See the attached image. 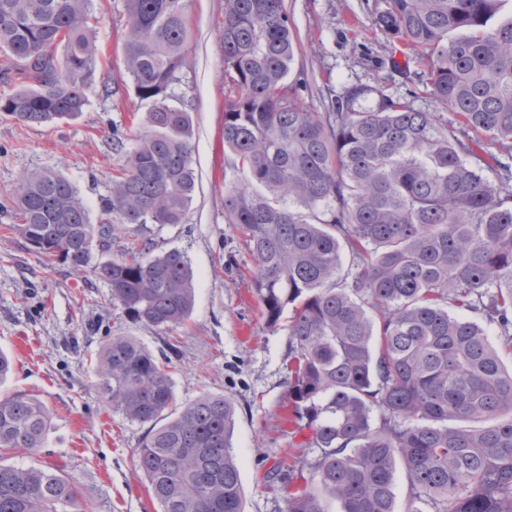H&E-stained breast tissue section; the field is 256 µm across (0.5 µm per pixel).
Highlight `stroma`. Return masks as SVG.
I'll use <instances>...</instances> for the list:
<instances>
[{"label":"stroma","mask_w":512,"mask_h":512,"mask_svg":"<svg viewBox=\"0 0 512 512\" xmlns=\"http://www.w3.org/2000/svg\"><path fill=\"white\" fill-rule=\"evenodd\" d=\"M91 6L100 18L102 69L120 93L107 96L91 86L80 116L52 126L0 112V350L14 362L0 396L22 390L46 404L51 431L34 462L73 475L90 512H160L135 470L146 428L99 400L90 359L114 336L134 337L157 354L173 352L178 403L205 392L235 403L244 512H284L286 489L266 486L262 477L280 460L304 458L308 451L283 408L288 328L273 331L264 324L252 293L256 263L239 231L224 221V100L230 95L219 39L224 0H188L187 62L171 90L173 104L187 108L193 119L196 191L184 222L124 225L114 231L109 254H93L97 263L119 258L136 237L152 239L158 253L183 251L195 286V305L184 325L160 329L131 321L111 302L102 278L38 253L10 228L14 187L31 171L63 174L91 215H98L120 161L111 149L113 131L132 138L146 130L149 105L128 89L123 0H91ZM385 6V0H286L296 44L289 78L309 83L302 96L309 111H326L332 97L358 82L394 98L417 91L414 107L438 111L423 91V67L413 53L398 57L400 69L389 64L393 44L373 23Z\"/></svg>","instance_id":"stroma-1"}]
</instances>
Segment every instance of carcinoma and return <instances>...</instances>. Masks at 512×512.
Masks as SVG:
<instances>
[{"mask_svg":"<svg viewBox=\"0 0 512 512\" xmlns=\"http://www.w3.org/2000/svg\"><path fill=\"white\" fill-rule=\"evenodd\" d=\"M500 0H386L374 23L426 62L443 112L350 87L327 112L288 82L295 37L285 0H224V222L256 262L267 328L288 318L289 421L313 459L266 473L288 485L286 512H512V21ZM123 54L149 131L127 146L93 223L75 186L24 172L19 234L76 272L106 251L116 224H180L192 203L193 120L170 104L187 59V0H124ZM90 0H0V75L30 80L0 98L28 124L77 117L100 70ZM475 137H470L469 133ZM134 322L168 328L194 305L183 252L136 238L98 268ZM172 357L114 336L93 361L100 399L147 426L136 469L161 512H244L232 433L236 406L205 393L178 408ZM47 406L0 397V512H85L75 478L8 463L44 447Z\"/></svg>","mask_w":512,"mask_h":512,"instance_id":"cac0c4a2","label":"carcinoma"}]
</instances>
